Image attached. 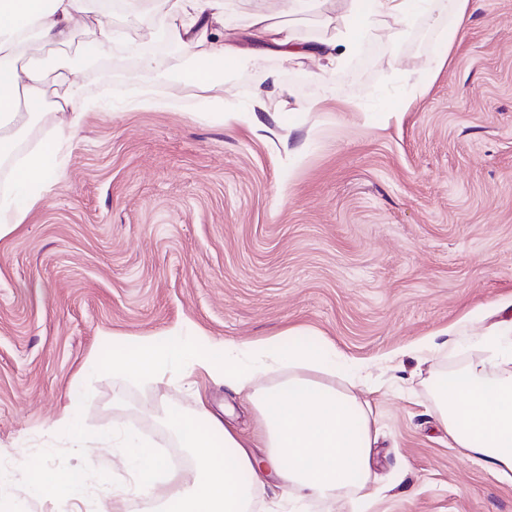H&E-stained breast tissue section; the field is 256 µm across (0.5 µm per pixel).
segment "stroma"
<instances>
[{
  "mask_svg": "<svg viewBox=\"0 0 512 512\" xmlns=\"http://www.w3.org/2000/svg\"><path fill=\"white\" fill-rule=\"evenodd\" d=\"M289 2L227 0L239 60L208 93L180 82L197 52L140 62L162 0L109 18L90 7L56 47L48 74L77 69L96 106L23 223L0 234V470L81 468L87 494L47 501L19 483L0 512H154L165 487L120 492L133 482L122 437L188 461L171 408L203 402L257 431L254 407L204 372L143 383L95 367L113 340L202 332L242 348L287 330L335 349L320 379L370 403L366 512H512V483L435 422L431 386L470 363L492 377L508 368L486 341L512 334V0H472L446 61L452 0L386 20L329 68L256 52V6L283 16ZM348 2L290 15L296 34L316 45ZM106 28L104 67H77ZM145 87L182 104L140 105ZM424 339L435 350L414 352ZM68 404L72 431L56 426Z\"/></svg>",
  "mask_w": 512,
  "mask_h": 512,
  "instance_id": "obj_1",
  "label": "stroma"
}]
</instances>
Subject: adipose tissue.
<instances>
[{"instance_id":"obj_1","label":"adipose tissue","mask_w":512,"mask_h":512,"mask_svg":"<svg viewBox=\"0 0 512 512\" xmlns=\"http://www.w3.org/2000/svg\"><path fill=\"white\" fill-rule=\"evenodd\" d=\"M441 0H349L346 14L330 20L331 34L317 50L329 62L355 54L378 28L382 18L404 23L433 12ZM85 12L81 0H0V156L14 151V133L45 110V76L25 62L27 41L67 43ZM230 27L224 0H163L158 26L183 47L207 45L196 67L186 72L183 85L208 92L215 88V66L233 67L236 49L210 43V24ZM251 38L260 49L276 48L289 57L306 54L290 26L264 11L252 15ZM72 72L59 73L53 84L57 111L67 114V128L77 129L90 102L72 90ZM63 131L46 138L14 171L17 194L0 204V223H20L29 201L40 197L66 142ZM325 352L306 348L279 334L234 351L228 344L196 333L171 332L132 345L113 341L111 358L101 367L139 380L159 381L171 368L183 377L203 370L216 382L242 394L257 410L262 425L264 456H257L249 439L214 417L206 405L192 415L170 413L169 424L191 458L190 481L177 478L168 462L151 455L136 440H128L126 460L137 474L134 494L155 485L170 488L160 512H249L255 487L273 485L281 496L329 499L356 488L367 502L363 480L370 466L371 413L347 390L316 379ZM288 375L271 386L259 385L272 365ZM436 420L454 447L466 457L482 460L496 478L512 481V374L488 379L482 365L436 375L432 381ZM28 482L48 500L79 498L86 490L82 470L64 474L43 467L26 468L17 476L0 474V497L15 480Z\"/></svg>"}]
</instances>
